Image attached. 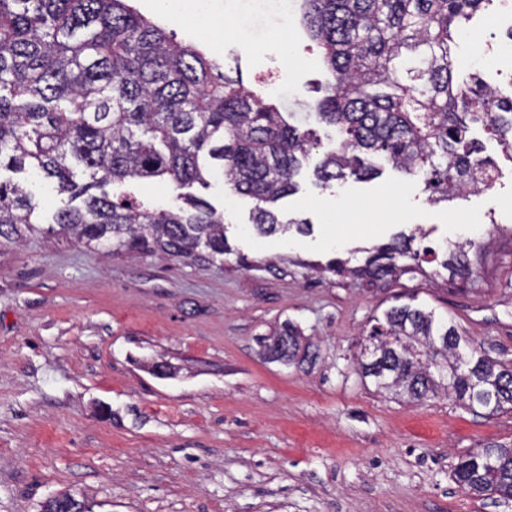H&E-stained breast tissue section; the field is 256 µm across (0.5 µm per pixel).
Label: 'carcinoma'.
<instances>
[{"mask_svg": "<svg viewBox=\"0 0 512 512\" xmlns=\"http://www.w3.org/2000/svg\"><path fill=\"white\" fill-rule=\"evenodd\" d=\"M488 0H301L302 23L331 75L319 116L341 135L317 168L323 184L373 174L384 155L421 172L430 201L468 191L470 168L486 163L466 139L480 122L512 134L504 103L455 82V40ZM251 91L224 62L183 45L127 0H0V170L28 172L67 201L51 217L23 185L0 179V246L50 224L87 248L113 254L156 250L207 261L228 253L224 214L187 192L219 173L253 200L261 234L282 226L274 204L294 190L310 133ZM161 181L185 206L115 200L113 185ZM397 239L362 274L380 279L408 267ZM375 357L360 363L377 388L418 402L443 389L489 415L512 411V366L461 347L454 325L433 311L392 307L367 336ZM284 323L265 339L275 360L315 357ZM456 482L478 496L512 499V447L459 460ZM43 512H89L69 493Z\"/></svg>", "mask_w": 512, "mask_h": 512, "instance_id": "cac0c4a2", "label": "carcinoma"}]
</instances>
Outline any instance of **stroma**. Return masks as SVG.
Returning <instances> with one entry per match:
<instances>
[{"instance_id": "obj_1", "label": "stroma", "mask_w": 512, "mask_h": 512, "mask_svg": "<svg viewBox=\"0 0 512 512\" xmlns=\"http://www.w3.org/2000/svg\"><path fill=\"white\" fill-rule=\"evenodd\" d=\"M198 2L179 0L173 13L133 5L263 94L276 69L294 71L284 109L307 115L316 145L277 209L307 229L256 234L252 201L216 176L192 192L224 213L233 252L221 260L112 256L43 231L0 246V512H42L63 492L94 512H512V500L453 479L474 449L512 444V412L442 394L412 403L356 370L371 319L405 304L512 362V154L471 125L498 181L448 203H430L421 176L382 160L371 177L322 185L314 171L339 139L313 115L329 74L300 15L267 14L270 48H249L228 37L233 18ZM469 27L457 44L461 83L494 31L483 12ZM333 205L351 229L327 223ZM401 232L420 252L411 273L311 270L363 265ZM466 238L479 245L466 250L463 279L443 263ZM287 320L314 343V362L266 357L261 338ZM161 359L173 375L152 373Z\"/></svg>"}]
</instances>
